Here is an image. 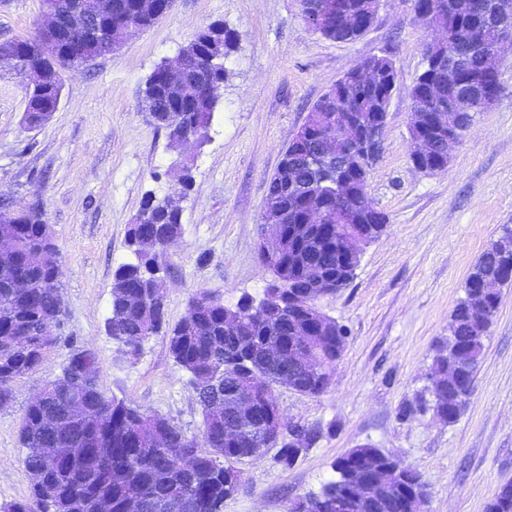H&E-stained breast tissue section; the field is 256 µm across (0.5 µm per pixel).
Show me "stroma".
<instances>
[{"instance_id":"35a3bbf8","label":"stroma","mask_w":512,"mask_h":512,"mask_svg":"<svg viewBox=\"0 0 512 512\" xmlns=\"http://www.w3.org/2000/svg\"><path fill=\"white\" fill-rule=\"evenodd\" d=\"M45 22L42 0H0V43L33 37ZM212 23L231 32L233 48L209 140L197 150L174 149L139 112L140 90L158 63ZM434 36L414 0H381L375 24L354 42L312 31L299 0H172L149 31L63 70L59 106L36 128L24 121L28 77L0 63V197L44 211L63 255L65 308L58 343L40 367L15 379L10 404L0 408V510L29 496L22 418L76 349L95 352L110 396L199 434L201 411L166 337H149L132 358L107 332L113 273L132 258L128 226L146 193L167 194L176 165L189 162L183 232L159 258L169 324L198 293L230 308L261 299L270 281L258 260L261 216L284 150L336 81L362 58L389 52L398 88L369 179L389 224L364 247L351 282L318 302L348 331L327 391L276 394L284 420L322 436L289 468L275 462L272 448L241 462L244 486L225 499L224 512H288L335 478L338 458L366 443L421 474L429 489L423 512H487L512 481V285L501 290L460 418L448 424L430 410H401L424 393L474 264L502 225H512V44L498 54L496 101L451 148L447 170L427 174L411 159L407 90Z\"/></svg>"}]
</instances>
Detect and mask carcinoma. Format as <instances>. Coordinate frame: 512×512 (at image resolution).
<instances>
[{"label":"carcinoma","mask_w":512,"mask_h":512,"mask_svg":"<svg viewBox=\"0 0 512 512\" xmlns=\"http://www.w3.org/2000/svg\"><path fill=\"white\" fill-rule=\"evenodd\" d=\"M137 0H113L112 17L125 16L139 22L141 29L152 28L158 19L136 9ZM310 11L321 15L319 33L337 42H353L370 30L368 26L333 24L326 17L329 0H304ZM347 12L365 16L375 12L376 0H342ZM438 8L426 20L438 36L448 44L445 60L432 62L433 43L423 48L424 68L408 90L411 108L436 111L444 119L446 129L456 127L455 113L448 111V88L457 86L466 74L480 72L487 58L496 54L499 31L488 27L485 19H498L512 25V0H436ZM33 39L14 40L11 45L24 55L20 71L41 63L27 55ZM233 48L230 32L213 24L197 32L182 47L187 57V70L182 82L169 86L163 81L166 62L155 66L145 81L143 92L152 99L153 111L148 121L167 131L176 145L192 136L204 143L208 139L213 114L218 106L217 92L224 83L226 69L201 70L200 56L224 59ZM62 84L57 81L42 89L28 92L24 120L30 127L48 121L54 112ZM391 98L390 85L362 86L342 77L310 109L307 126L285 149L279 169L271 177L266 201L288 213V245L274 261L260 265L272 280L293 281L292 287L267 286L264 297L256 302L245 298L233 308L199 293L191 298L188 314L167 335L169 351L186 373L192 386L209 389L224 401V418L214 420L199 400L202 421L200 438L186 441V434L170 420L108 395L96 376V354H91L80 384L65 386L50 379L45 397L27 406L19 429V442L25 449L24 464L31 473L41 475L32 485L28 500L12 505L8 512H93L96 496L109 497L110 512H163L159 505L167 499L184 496L191 507L185 512H224V499L237 487L224 484L226 465L251 454L261 456L262 446L258 422H238L230 415L233 401L245 389L235 376L244 372L271 392L283 386L286 365L272 358L267 348L285 346L291 331L302 324L299 307H316L317 290L303 284L309 276L308 263L316 262L322 275L343 276L352 257L341 253L351 227L375 224L385 230L388 217L374 207L370 194L354 192L336 202V186L345 180L369 181L374 160L361 153L351 158L349 167L331 156L317 169L306 168L302 159L312 145H323L336 137L346 118L357 115L369 121L375 114L387 111ZM322 212L321 223L311 225L312 235L297 232V225L309 218L310 212ZM11 230L16 241V257L9 264L0 263V336H14L23 347L8 354L0 352V398L12 399V383L22 373L41 365L39 342L44 329L62 320L61 264L42 258L44 237L49 226L42 212L33 207L14 209ZM182 233V216L168 209L166 199L153 194L142 201L133 224L128 226V247L134 260L120 264L113 276L108 331L128 356L138 354L147 337L159 332L153 327L155 309L144 301V283L157 279L159 255L144 248L146 240L160 241ZM25 276L31 288L25 298L11 288ZM512 284V225H502L497 240L481 254L468 275L464 293L477 289L486 293L482 304L471 311L464 297L455 306L448 323L453 350L436 349L428 391H436L432 408L444 421L452 424L461 415L460 400L470 396L477 367L483 356L484 338L499 309L503 283ZM244 316L235 334L224 331L230 317ZM327 333L319 336L320 355L317 366L321 374L294 375L293 383L307 396L324 393L329 384L327 374L336 366V348H345L346 332L336 320L323 316ZM78 392L85 403V414L74 420L67 416L69 399ZM239 427L242 443L233 446L224 441V426ZM159 427L168 440L158 448H140L133 433ZM321 437L318 429L304 427L300 441H283L275 456L281 466H292L301 454ZM68 438L76 448L73 458L55 453V441ZM187 455V475L171 470L170 456L175 450ZM360 462L373 465L377 481L390 488L394 501L412 502L426 498L427 485L421 474L381 449L363 444L349 450L334 464L336 478L328 482L320 495L307 503L313 512H336V501L346 498L347 478ZM123 475V483L112 484L106 476ZM488 512H512V483L502 485L488 506Z\"/></svg>","instance_id":"cac0c4a2"}]
</instances>
